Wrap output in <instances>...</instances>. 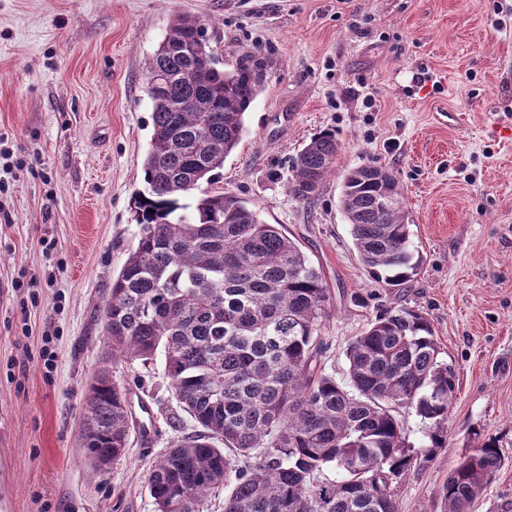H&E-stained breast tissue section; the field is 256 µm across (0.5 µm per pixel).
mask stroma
<instances>
[{"mask_svg":"<svg viewBox=\"0 0 512 512\" xmlns=\"http://www.w3.org/2000/svg\"><path fill=\"white\" fill-rule=\"evenodd\" d=\"M180 15L225 68L266 59L223 186L319 265L327 369L346 381L349 341L391 307L425 313L454 366L447 445L400 482L401 512H444L449 471L491 437L504 465L473 512H512V0H0V512H155L150 468L196 429L162 358H118L126 453L101 469L79 441L101 310L137 244L145 62ZM328 129L336 172L299 200L293 161ZM369 163L397 175L421 258L395 290L340 208Z\"/></svg>","mask_w":512,"mask_h":512,"instance_id":"1","label":"stroma"}]
</instances>
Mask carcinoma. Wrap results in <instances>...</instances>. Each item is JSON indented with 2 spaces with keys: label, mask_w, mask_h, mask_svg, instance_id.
Here are the masks:
<instances>
[{
  "label": "carcinoma",
  "mask_w": 512,
  "mask_h": 512,
  "mask_svg": "<svg viewBox=\"0 0 512 512\" xmlns=\"http://www.w3.org/2000/svg\"><path fill=\"white\" fill-rule=\"evenodd\" d=\"M152 73L164 87L147 90L153 133L144 188L131 202L138 241L112 280L102 322L110 357L145 364L162 353L171 393L199 427L152 465L156 512H200L222 486L231 488L224 512H398L399 481L447 447L455 370L439 359L430 320L385 311L350 341L349 382L337 381L322 361L330 309L321 272L280 225L217 186L262 85L263 59L224 69L205 23L179 16L145 63ZM340 149L333 130L313 137L295 159L290 192L312 199ZM341 208L376 280L395 287L417 273L393 171H348ZM400 409L429 422L418 449L405 442ZM127 440L125 394L101 368L81 447L106 467ZM500 466L491 440L463 456L443 489L446 512H471Z\"/></svg>",
  "instance_id": "cac0c4a2"
}]
</instances>
